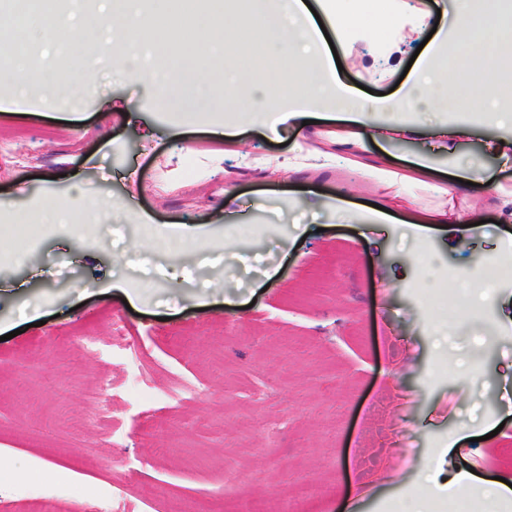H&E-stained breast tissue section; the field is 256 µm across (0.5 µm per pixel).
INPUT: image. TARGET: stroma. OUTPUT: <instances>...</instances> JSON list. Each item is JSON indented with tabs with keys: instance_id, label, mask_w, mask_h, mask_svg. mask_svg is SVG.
I'll return each mask as SVG.
<instances>
[{
	"instance_id": "1",
	"label": "stroma",
	"mask_w": 512,
	"mask_h": 512,
	"mask_svg": "<svg viewBox=\"0 0 512 512\" xmlns=\"http://www.w3.org/2000/svg\"><path fill=\"white\" fill-rule=\"evenodd\" d=\"M449 3L336 0L349 27L339 79L363 100L390 92L424 12ZM102 4L56 0L64 50L15 44L0 5V55L28 76L18 112H0V251L28 255L0 263V512H396L437 498L429 476L472 478L456 498L512 512V497L480 485L512 482V271L452 313L416 286L423 251L443 278L512 259V223L483 207L479 228L439 224L422 243L366 223L383 198L360 173L386 156L396 192L438 207L445 195L403 159L459 122L469 135L433 167L479 158L512 191V164L483 152L512 142V126L437 113L408 140L349 156L315 128L275 135L237 112L155 110L149 78L99 57ZM49 69L62 87L80 76L78 97L44 106ZM298 141L325 153L321 169L268 168L295 160ZM89 191L110 202L93 234L76 209L22 229V215ZM306 481L324 493L296 498Z\"/></svg>"
}]
</instances>
